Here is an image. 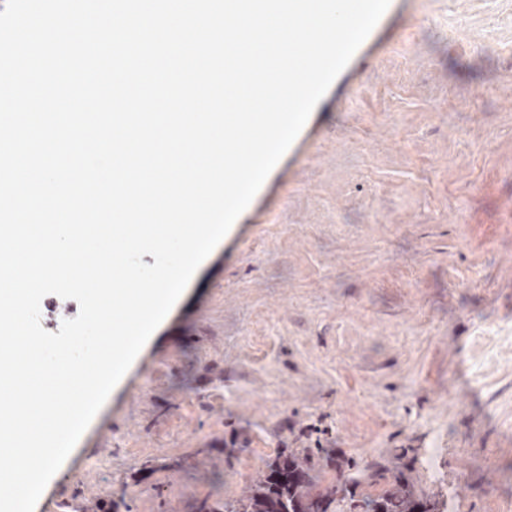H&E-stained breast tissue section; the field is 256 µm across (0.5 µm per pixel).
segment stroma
Returning <instances> with one entry per match:
<instances>
[{
	"label": "stroma",
	"instance_id": "35a3bbf8",
	"mask_svg": "<svg viewBox=\"0 0 512 512\" xmlns=\"http://www.w3.org/2000/svg\"><path fill=\"white\" fill-rule=\"evenodd\" d=\"M283 451L512 512V0H391L38 512H219Z\"/></svg>",
	"mask_w": 512,
	"mask_h": 512
}]
</instances>
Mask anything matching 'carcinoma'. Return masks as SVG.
Here are the masks:
<instances>
[{
  "label": "carcinoma",
  "mask_w": 512,
  "mask_h": 512,
  "mask_svg": "<svg viewBox=\"0 0 512 512\" xmlns=\"http://www.w3.org/2000/svg\"><path fill=\"white\" fill-rule=\"evenodd\" d=\"M331 458L311 454L279 456L258 473L245 494L224 503V512H330L332 506L347 512H443L445 502L419 493L401 477L389 481L379 470L349 469L336 483L322 485L321 461ZM385 481L376 495L362 494L364 485Z\"/></svg>",
  "instance_id": "obj_1"
}]
</instances>
